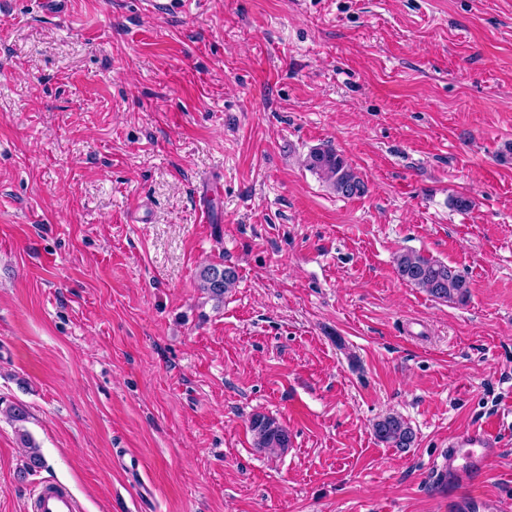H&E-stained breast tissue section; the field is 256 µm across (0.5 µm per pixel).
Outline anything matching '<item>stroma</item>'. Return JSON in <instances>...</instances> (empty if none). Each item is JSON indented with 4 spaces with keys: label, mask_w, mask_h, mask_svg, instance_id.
Returning a JSON list of instances; mask_svg holds the SVG:
<instances>
[{
    "label": "stroma",
    "mask_w": 512,
    "mask_h": 512,
    "mask_svg": "<svg viewBox=\"0 0 512 512\" xmlns=\"http://www.w3.org/2000/svg\"><path fill=\"white\" fill-rule=\"evenodd\" d=\"M510 141L512 0H0V404L46 461L0 417V512L45 482L80 512H448L430 467L482 424L473 492L512 512ZM325 145L362 195L303 166ZM407 249L466 303L399 279ZM394 263L401 280L437 300L463 303L468 296V282L453 266L413 250L398 254ZM223 274V282L216 284L217 273ZM237 273L232 267L222 264H209L204 266L198 275V288L208 296L209 299L220 304L224 301V295L231 292L237 283ZM251 429L254 433L255 445L259 449H285L290 443L288 429L277 419L257 414L251 420ZM377 439L392 448H408L414 442V432L408 423L397 415H389L374 424Z\"/></svg>",
    "instance_id": "1"
}]
</instances>
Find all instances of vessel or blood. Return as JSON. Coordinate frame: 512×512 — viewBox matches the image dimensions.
Instances as JSON below:
<instances>
[{
	"label": "vessel or blood",
	"instance_id": "1",
	"mask_svg": "<svg viewBox=\"0 0 512 512\" xmlns=\"http://www.w3.org/2000/svg\"><path fill=\"white\" fill-rule=\"evenodd\" d=\"M497 435L485 427H477L452 437L441 454L442 461L432 468V478L439 485H451L454 493L450 504L453 512H493L490 500L470 493L469 486L475 476L488 470ZM35 512H77L73 495L55 484H45L35 492Z\"/></svg>",
	"mask_w": 512,
	"mask_h": 512
}]
</instances>
